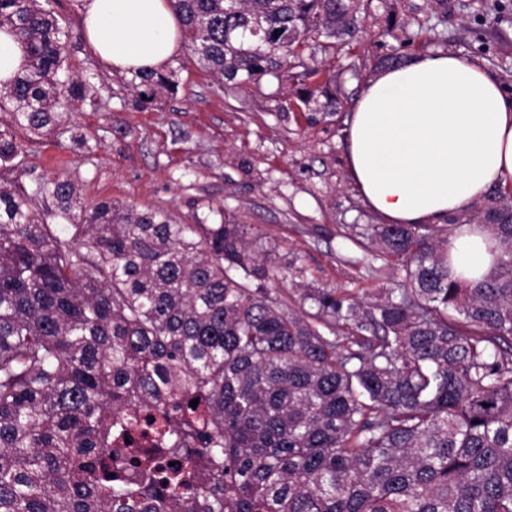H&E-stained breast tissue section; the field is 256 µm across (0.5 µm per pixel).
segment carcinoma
Wrapping results in <instances>:
<instances>
[{
  "label": "carcinoma",
  "mask_w": 512,
  "mask_h": 512,
  "mask_svg": "<svg viewBox=\"0 0 512 512\" xmlns=\"http://www.w3.org/2000/svg\"><path fill=\"white\" fill-rule=\"evenodd\" d=\"M199 63L235 88L357 39L361 0H170ZM26 65L0 88V171L14 130L55 131L91 84L50 0H0ZM145 102L174 73H137ZM62 224L0 175V512H512V201L487 195L500 258L448 269V237L378 224L399 297L361 313L336 289L308 309L271 295L278 267L248 224H174L159 209L50 182ZM370 335L340 342L336 324ZM198 399L195 407L190 406ZM211 481L198 479L201 467Z\"/></svg>",
  "instance_id": "1"
}]
</instances>
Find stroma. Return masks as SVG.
Returning <instances> with one entry per match:
<instances>
[{
    "mask_svg": "<svg viewBox=\"0 0 512 512\" xmlns=\"http://www.w3.org/2000/svg\"><path fill=\"white\" fill-rule=\"evenodd\" d=\"M428 2L364 0L358 42L316 52L336 80L301 114L287 106V76L227 89L186 48L169 63L176 93L141 102L129 74L90 52L79 0H51L69 30L67 54L94 96L50 136L16 130L25 156L14 176L48 224L60 221L47 187L59 175L85 206L110 199L164 210L177 224L205 217L251 225L277 262L305 267L304 287L336 289L372 310L405 276L366 236L380 218L346 163V118L379 60L451 52L478 60L512 92V0H440L432 11Z\"/></svg>",
    "mask_w": 512,
    "mask_h": 512,
    "instance_id": "stroma-1",
    "label": "stroma"
}]
</instances>
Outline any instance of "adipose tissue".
<instances>
[{
  "instance_id": "adipose-tissue-1",
  "label": "adipose tissue",
  "mask_w": 512,
  "mask_h": 512,
  "mask_svg": "<svg viewBox=\"0 0 512 512\" xmlns=\"http://www.w3.org/2000/svg\"><path fill=\"white\" fill-rule=\"evenodd\" d=\"M92 54L112 69L158 72L182 46L169 0H81ZM352 179L390 224L457 217L451 275L472 281L496 265L494 240L467 211L512 180V93L451 53L420 55L371 78L347 121Z\"/></svg>"
}]
</instances>
